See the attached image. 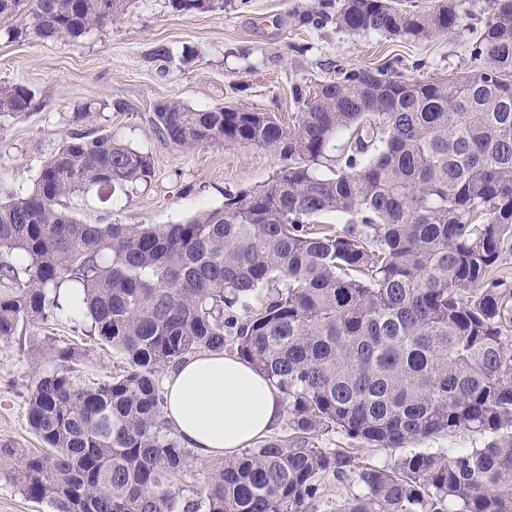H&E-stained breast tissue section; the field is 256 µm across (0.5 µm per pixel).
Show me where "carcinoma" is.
Segmentation results:
<instances>
[{"mask_svg":"<svg viewBox=\"0 0 512 512\" xmlns=\"http://www.w3.org/2000/svg\"><path fill=\"white\" fill-rule=\"evenodd\" d=\"M129 2L0 0V24L13 39L75 40ZM465 2L344 0L334 21L418 40L464 27ZM471 55L473 69L426 81L342 69L296 89L288 131L268 112L156 105L157 134L178 147L273 146L288 160L181 224H88L69 210L87 188L109 198L153 177L149 154L102 129L71 133L25 197L0 199V341L83 311L124 362L86 380L72 348L47 344L56 368L27 401L45 447L22 454L20 491L52 512H317L331 475L356 491L328 512H512V291L489 280L512 243V0H485ZM33 98L1 86L0 119ZM330 212L344 230L309 227ZM202 350L265 374L293 437L212 462L187 496L195 455L162 419L159 379ZM333 428L382 449L460 430L485 442L379 467L311 443Z\"/></svg>","mask_w":512,"mask_h":512,"instance_id":"1","label":"carcinoma"}]
</instances>
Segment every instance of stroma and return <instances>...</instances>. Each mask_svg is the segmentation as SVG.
Wrapping results in <instances>:
<instances>
[{
  "mask_svg": "<svg viewBox=\"0 0 512 512\" xmlns=\"http://www.w3.org/2000/svg\"><path fill=\"white\" fill-rule=\"evenodd\" d=\"M321 0H224L223 9L183 13L168 0H133L123 21L76 40L11 41L0 35V84L34 93L25 116L0 122V198L26 194L43 165L76 126L73 113L91 108L89 127L105 126L148 152L149 183L104 201L96 191L74 197L76 216L91 224H178L223 205L224 197L267 183L285 164L279 148L204 145L184 149L162 140L154 108L178 100L197 110L216 105L275 115L292 126L296 88L341 68L390 66L427 80L473 67L483 0H467L462 30L419 40L353 33L321 13ZM169 56L158 55L159 47ZM82 314H54L0 342V449L37 448L27 397L51 369L47 339L76 351L78 374L98 380L118 371L109 346L89 337Z\"/></svg>",
  "mask_w": 512,
  "mask_h": 512,
  "instance_id": "1",
  "label": "stroma"
}]
</instances>
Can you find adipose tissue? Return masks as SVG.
I'll use <instances>...</instances> for the list:
<instances>
[{
  "mask_svg": "<svg viewBox=\"0 0 512 512\" xmlns=\"http://www.w3.org/2000/svg\"><path fill=\"white\" fill-rule=\"evenodd\" d=\"M165 399V419L201 461L238 452L285 415L282 393L253 364L212 351L168 374Z\"/></svg>",
  "mask_w": 512,
  "mask_h": 512,
  "instance_id": "obj_1",
  "label": "adipose tissue"
}]
</instances>
